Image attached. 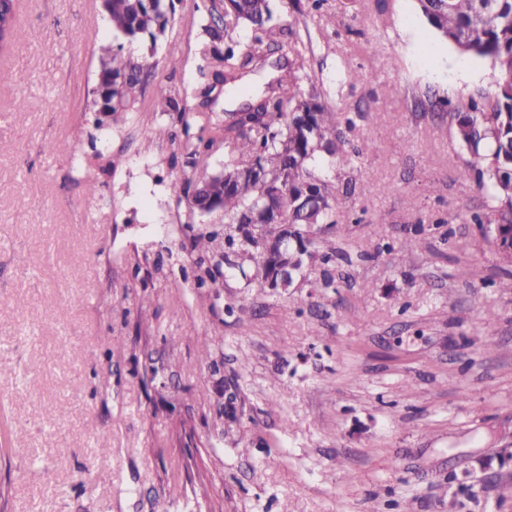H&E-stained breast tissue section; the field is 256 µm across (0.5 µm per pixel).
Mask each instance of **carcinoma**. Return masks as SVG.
<instances>
[{"mask_svg":"<svg viewBox=\"0 0 512 512\" xmlns=\"http://www.w3.org/2000/svg\"><path fill=\"white\" fill-rule=\"evenodd\" d=\"M417 7L437 34L460 54L489 58L500 70L493 95L480 93L461 100L452 113L455 134L470 159L459 170V178L486 190L493 202L490 215L476 214L473 221L494 226L499 244L512 242V0H416ZM107 39L96 48L102 65L95 80L93 111L105 105L111 121L121 112L135 111L139 95L155 72V44L176 14L175 0H104ZM209 38L202 50V63L185 97L197 101L193 109L179 107L168 96L157 98L158 112L177 113L183 132L189 133V112L209 136L198 138L190 156L198 158L224 146V177L194 172L175 185L176 202H186L190 214L206 209L205 200H216L224 213V242L215 232L193 237V249L212 256L218 247L232 249L224 263L266 283L278 278L288 266L320 268L323 286L335 288L345 281L337 272L351 264L346 252L321 250L318 234L338 228L337 212L345 192L320 174L325 162L336 169L353 167L361 150L350 145L336 119V111L323 101V92L311 85L307 96L275 94L268 85L260 102L247 104L224 121L214 114L223 111L213 95L235 74L254 62L264 47L277 37L288 38L300 30L302 10L293 8L288 18L276 16L272 0H205ZM19 34L17 10L5 22L6 53ZM149 41L150 48L136 56L123 54L124 43ZM43 149L76 158V145L68 139H49ZM288 235L297 250L281 253L271 240ZM201 361L215 364L210 337H197Z\"/></svg>","mask_w":512,"mask_h":512,"instance_id":"1","label":"carcinoma"}]
</instances>
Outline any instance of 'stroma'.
Returning a JSON list of instances; mask_svg holds the SVG:
<instances>
[{
	"instance_id": "1",
	"label": "stroma",
	"mask_w": 512,
	"mask_h": 512,
	"mask_svg": "<svg viewBox=\"0 0 512 512\" xmlns=\"http://www.w3.org/2000/svg\"><path fill=\"white\" fill-rule=\"evenodd\" d=\"M200 2L178 0L136 111L100 129V0H19L0 57V512H512V266L472 220L491 201L457 180L449 117L497 67L415 0H325L288 45L297 92L320 85L363 148L329 173L354 185L320 237L349 282L225 268L211 288L192 238L224 218L176 203L186 137L154 109L196 73ZM59 137L79 162L43 150Z\"/></svg>"
}]
</instances>
